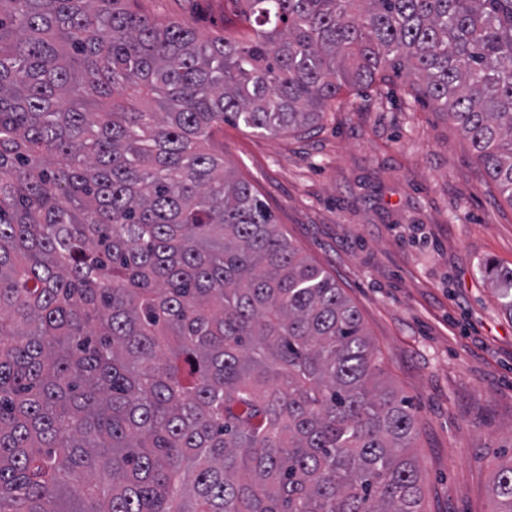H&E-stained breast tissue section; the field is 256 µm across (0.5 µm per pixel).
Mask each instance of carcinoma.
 I'll use <instances>...</instances> for the list:
<instances>
[{"label": "carcinoma", "instance_id": "1", "mask_svg": "<svg viewBox=\"0 0 512 512\" xmlns=\"http://www.w3.org/2000/svg\"><path fill=\"white\" fill-rule=\"evenodd\" d=\"M139 2L0 0V512H425L359 311L214 140L404 73L512 205V0ZM143 8L163 17L186 21L201 35L224 31L226 35L244 37L248 29L236 16L242 4L235 0H143Z\"/></svg>", "mask_w": 512, "mask_h": 512}]
</instances>
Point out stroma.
Instances as JSON below:
<instances>
[{"label": "stroma", "instance_id": "1", "mask_svg": "<svg viewBox=\"0 0 512 512\" xmlns=\"http://www.w3.org/2000/svg\"><path fill=\"white\" fill-rule=\"evenodd\" d=\"M201 35L248 30L235 0H144ZM216 147L280 230L359 310L387 385L415 413L427 512H492L512 459V205L435 102L391 78L344 91L308 133L225 124ZM485 270L488 278L497 287L501 308L512 316V269L504 270L487 262Z\"/></svg>", "mask_w": 512, "mask_h": 512}]
</instances>
